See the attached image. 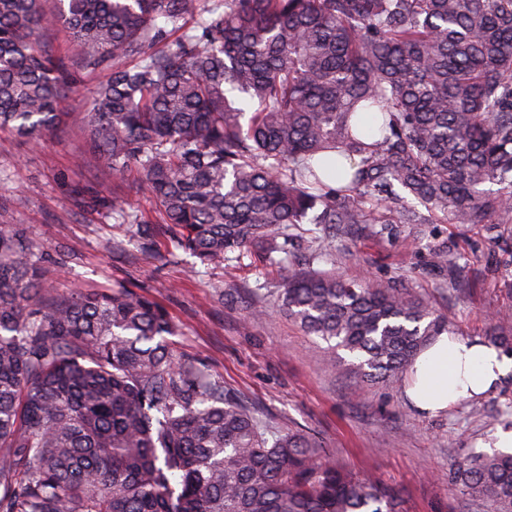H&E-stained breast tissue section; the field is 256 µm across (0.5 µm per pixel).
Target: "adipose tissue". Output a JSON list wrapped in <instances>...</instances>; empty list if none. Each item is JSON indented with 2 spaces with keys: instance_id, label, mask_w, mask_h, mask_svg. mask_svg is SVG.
<instances>
[{
  "instance_id": "1",
  "label": "adipose tissue",
  "mask_w": 512,
  "mask_h": 512,
  "mask_svg": "<svg viewBox=\"0 0 512 512\" xmlns=\"http://www.w3.org/2000/svg\"><path fill=\"white\" fill-rule=\"evenodd\" d=\"M511 374L512 358L485 339L444 334L417 357L404 390L421 414L436 417L496 391Z\"/></svg>"
}]
</instances>
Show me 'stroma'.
I'll return each mask as SVG.
<instances>
[{"mask_svg": "<svg viewBox=\"0 0 512 512\" xmlns=\"http://www.w3.org/2000/svg\"><path fill=\"white\" fill-rule=\"evenodd\" d=\"M82 70L63 102L67 114L54 132L32 139L0 131V224H21L41 255L55 263L57 293L125 286L151 296L180 327L178 352L202 358L241 401L280 429L314 433L353 470L400 491L407 512H485L448 483L459 448L482 449L491 424L512 406L500 394L424 417L403 394L402 382H363L344 365L329 368L326 344L272 311L253 319V288H274L276 269L251 258L204 267L177 251L136 171L107 185L93 179L99 164L86 146L82 115L102 79ZM127 199L124 219L109 200ZM157 226L154 253L136 235L142 221ZM312 225L296 229L297 263L337 269L351 280L395 281L428 306L450 313L460 336L482 334L485 316L512 311L501 278L495 234L454 224H396L381 238L341 239L331 256L314 259ZM455 242L465 255V291L444 287L433 266V240Z\"/></svg>", "mask_w": 512, "mask_h": 512, "instance_id": "1", "label": "stroma"}]
</instances>
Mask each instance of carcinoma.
<instances>
[{"mask_svg": "<svg viewBox=\"0 0 512 512\" xmlns=\"http://www.w3.org/2000/svg\"><path fill=\"white\" fill-rule=\"evenodd\" d=\"M0 0V129H55L72 81L39 41L106 72L86 113L96 178L129 167L201 265L288 257L290 230L493 226L512 294V0ZM441 268L464 259L431 246ZM0 224V512H403L401 494L266 423L130 288H47ZM400 379L452 318L410 289L288 268L255 298ZM485 340L512 356V313ZM448 484L512 512V453L459 454Z\"/></svg>", "mask_w": 512, "mask_h": 512, "instance_id": "obj_1", "label": "carcinoma"}]
</instances>
